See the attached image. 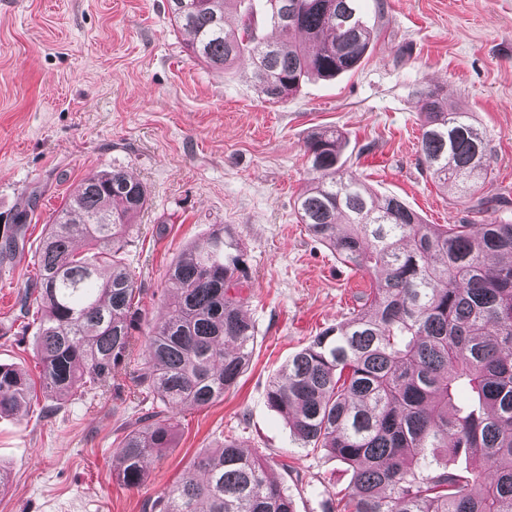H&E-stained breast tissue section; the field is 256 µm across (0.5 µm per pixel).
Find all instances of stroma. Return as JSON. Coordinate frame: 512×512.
<instances>
[{
    "mask_svg": "<svg viewBox=\"0 0 512 512\" xmlns=\"http://www.w3.org/2000/svg\"><path fill=\"white\" fill-rule=\"evenodd\" d=\"M360 5L374 32L360 66L270 103L251 67L196 60L166 0H0V225L27 215L0 254V364L38 378L36 331L18 320V297L35 277L48 224L84 178L112 167L149 193L124 254L143 313L166 312L169 267L224 224L249 266L242 294L257 332L238 385L209 407L174 412L169 448L134 489L113 479L112 452L130 420L159 408L142 391L144 329L134 328L105 387L58 400L38 392L1 414L0 512H144L227 439L264 456L294 512H328L347 492L348 468L300 447L268 398L280 368L349 317L370 286L298 221L306 139L340 130L347 167L426 223L512 220V0ZM428 85L473 112L486 133L493 183L483 210L420 164Z\"/></svg>",
    "mask_w": 512,
    "mask_h": 512,
    "instance_id": "stroma-1",
    "label": "stroma"
}]
</instances>
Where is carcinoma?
<instances>
[{"label":"carcinoma","mask_w":512,"mask_h":512,"mask_svg":"<svg viewBox=\"0 0 512 512\" xmlns=\"http://www.w3.org/2000/svg\"><path fill=\"white\" fill-rule=\"evenodd\" d=\"M257 34L251 0H167L209 67L247 62L268 102L310 74L357 68L373 32L358 0H266ZM237 29L224 25L228 11ZM420 154L436 182L469 194L490 182L489 142L475 115L420 92ZM343 137L305 142L308 182L296 200L308 235L374 277L344 322L320 333L270 381L268 397L301 447L325 449L352 471L340 512H512V222L427 224L395 196L344 167ZM148 191L121 168L87 177L49 225L38 273L19 301L40 316L45 396L66 398L112 378L131 330L145 321L140 289L119 258L137 232ZM175 300L146 324L142 385L164 409L128 424L112 476L139 487L172 440L165 413L208 407L237 386L256 333L237 293L247 278L227 228L183 251L169 270ZM32 382L0 364V414L26 403ZM146 512H293L264 457L226 440L193 461Z\"/></svg>","instance_id":"carcinoma-1"}]
</instances>
